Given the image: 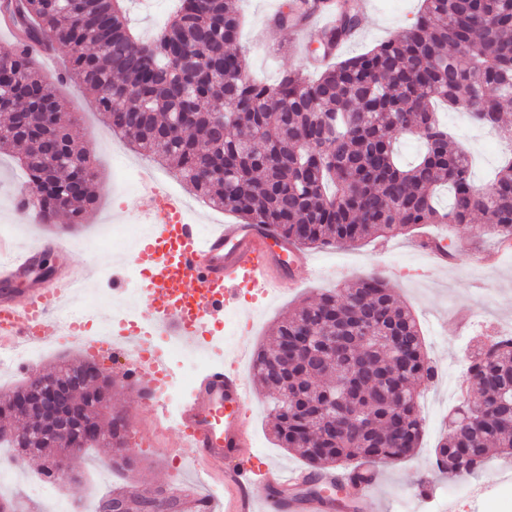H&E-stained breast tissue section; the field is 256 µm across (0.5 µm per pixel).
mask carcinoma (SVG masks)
<instances>
[{"mask_svg": "<svg viewBox=\"0 0 512 512\" xmlns=\"http://www.w3.org/2000/svg\"><path fill=\"white\" fill-rule=\"evenodd\" d=\"M307 6L287 0L280 23ZM0 10L20 41L68 49L66 77L93 95L114 132L172 163L196 196L243 224L269 225L303 249L352 246L419 224L463 227L477 217L483 232L512 239V156L490 181L492 195L479 197L467 153L452 146L435 112L441 101L512 133L502 119L512 101V0H422L403 32L314 73L289 70L273 85L253 80L232 49L237 0H178L150 39L132 31L123 0H5ZM359 23L357 9L341 11L315 54L351 40ZM45 109L59 113L64 102L32 57L18 49L0 57V146L14 149L25 169L40 223L65 213L80 224L96 203L93 163L65 127L44 129ZM409 136L424 149L403 166L396 142ZM441 190L450 194L446 207ZM466 374L481 410L467 420L454 407V427L435 448L437 468L454 477L494 454L512 456V339L479 348ZM253 376L273 394L279 447L318 471L410 456L423 433L416 387L434 378V366L415 316L376 271L285 314L272 346L257 350ZM112 386L99 374L92 387L71 388L84 429L95 433L80 448H110L130 469L125 412L98 409ZM55 428L35 407L24 428L0 425V444L47 456L42 472L55 481L64 453ZM112 499L125 512H187L161 488Z\"/></svg>", "mask_w": 512, "mask_h": 512, "instance_id": "obj_1", "label": "carcinoma"}]
</instances>
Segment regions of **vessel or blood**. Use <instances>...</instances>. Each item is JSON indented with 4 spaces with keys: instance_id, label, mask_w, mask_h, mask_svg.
I'll return each instance as SVG.
<instances>
[{
    "instance_id": "obj_1",
    "label": "vessel or blood",
    "mask_w": 512,
    "mask_h": 512,
    "mask_svg": "<svg viewBox=\"0 0 512 512\" xmlns=\"http://www.w3.org/2000/svg\"><path fill=\"white\" fill-rule=\"evenodd\" d=\"M143 197L150 232L131 256L149 282L141 291L148 308L141 324H120L107 312L102 322L111 329V339L84 336L65 311L90 275L89 266L46 283L16 287L31 272L37 253L68 251V237L36 240L6 262L1 256L8 248L0 241V350L22 343L51 345L67 336L104 369L119 368L129 390L147 395L144 407L154 422L149 432L131 424L132 435L155 446L167 430H174L180 447L189 451L193 481L185 487L187 499L203 512H364L376 468H369V481L359 484L354 494L339 499L334 489L343 473L284 471L258 461L248 421L253 389L240 368L251 354L249 343H240L228 362L208 366L205 378L194 384L191 400L177 417L169 416L164 395L174 377L153 337H175L183 347L206 356V332L237 309L243 287L270 298L292 288L294 281L285 258L288 246L272 228L218 224L201 233L199 224L186 217L180 199L151 174L143 177ZM212 481L223 482L229 495L224 508L198 490L199 484Z\"/></svg>"
}]
</instances>
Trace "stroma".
I'll list each match as a JSON object with an SVG mask.
<instances>
[{
	"label": "stroma",
	"instance_id": "obj_1",
	"mask_svg": "<svg viewBox=\"0 0 512 512\" xmlns=\"http://www.w3.org/2000/svg\"><path fill=\"white\" fill-rule=\"evenodd\" d=\"M285 0H239L242 18L239 46L244 52L249 72L256 81L276 83L284 71L314 65L315 54L295 53L292 35L281 29L276 40H268L266 21ZM421 0H371L361 19L360 37L340 49L342 57L353 56L405 30L415 19ZM68 52L56 47L54 59L35 58L34 63L44 80L51 84L65 102L61 114L69 126L78 149L88 151L97 178L93 189L97 204L73 226L68 237L71 249L63 256L51 255L55 267L79 265L94 260L97 271L91 283L100 288L99 307L108 309L112 292L110 282L114 264L113 246L102 247L87 256L82 243L103 235L107 226L120 220L139 218L144 206L142 194L121 189V176L115 167L123 160L132 170L153 167L152 159L136 153L116 137L92 96L79 85L61 80ZM26 177L13 153L0 152V226L15 223L12 236L17 249L30 241L56 233V226L29 223L17 208L15 199L24 188ZM439 237L450 254L447 265L432 266L422 249L424 240ZM487 253L493 260L485 269V279L472 273L474 254ZM312 265L298 269L303 282L290 294L263 301L245 296L243 315L226 319L215 326L214 335L223 337L225 345L249 341L252 347L269 341L272 327L302 300L377 270L387 278L400 300L417 318L426 351L440 374L420 391L424 433L415 453L395 463H381V474L373 488L370 512H512V496L503 494L504 480H512V461L491 459L476 474L451 478L438 472L433 450L448 429V411L467 394L466 368L472 352L483 342L488 327L512 326V247L484 234L479 224L449 229L440 224H422L412 231L385 240L356 246L324 247L308 250ZM268 398L255 390L251 404L253 440L260 457L283 466L302 468V458L277 447L272 421L267 415ZM136 472L141 487L166 486L165 469L178 455L175 438H167L160 448L134 444ZM120 463L108 448H93L69 484L58 487L56 497L30 491L32 475L40 470L39 461L20 458L14 483L0 488V499L12 498L16 512H56L59 502H66L70 512H96L100 498L113 484L123 482Z\"/></svg>",
	"mask_w": 512,
	"mask_h": 512
}]
</instances>
